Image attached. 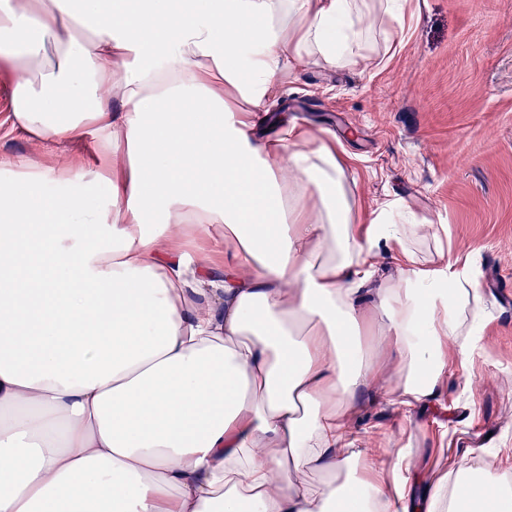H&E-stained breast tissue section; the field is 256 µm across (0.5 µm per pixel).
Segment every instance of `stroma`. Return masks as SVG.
<instances>
[{
  "instance_id": "stroma-1",
  "label": "stroma",
  "mask_w": 512,
  "mask_h": 512,
  "mask_svg": "<svg viewBox=\"0 0 512 512\" xmlns=\"http://www.w3.org/2000/svg\"><path fill=\"white\" fill-rule=\"evenodd\" d=\"M414 17L392 50L353 69L311 63L281 76L271 117L342 128L345 184L370 208L403 199L438 225L418 254L438 249L477 277L485 328L466 362L449 360L442 403L398 412L368 403L352 425L382 453L402 441L409 483L440 449L454 466L483 454L512 482V0H412ZM12 76L0 68V160L56 172L89 166L95 135L44 145L9 122Z\"/></svg>"
}]
</instances>
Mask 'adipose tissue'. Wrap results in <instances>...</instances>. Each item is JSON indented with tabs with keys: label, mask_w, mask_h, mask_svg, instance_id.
I'll use <instances>...</instances> for the list:
<instances>
[{
	"label": "adipose tissue",
	"mask_w": 512,
	"mask_h": 512,
	"mask_svg": "<svg viewBox=\"0 0 512 512\" xmlns=\"http://www.w3.org/2000/svg\"><path fill=\"white\" fill-rule=\"evenodd\" d=\"M403 0H0L15 127L123 164L0 161V512H512L472 458L358 445L366 395L441 401L476 280L398 200L357 222L329 131L256 136L281 73L359 65ZM224 229V274L183 248ZM388 255L392 274L382 272ZM390 356L365 355L366 336Z\"/></svg>",
	"instance_id": "adipose-tissue-1"
}]
</instances>
